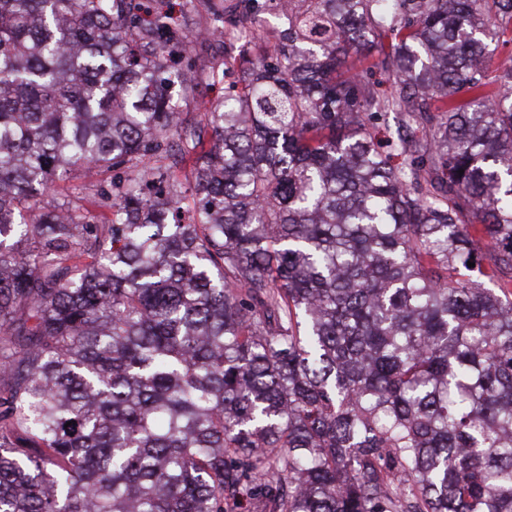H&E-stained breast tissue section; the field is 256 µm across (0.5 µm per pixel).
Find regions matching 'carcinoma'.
Instances as JSON below:
<instances>
[{"label": "carcinoma", "mask_w": 512, "mask_h": 512, "mask_svg": "<svg viewBox=\"0 0 512 512\" xmlns=\"http://www.w3.org/2000/svg\"><path fill=\"white\" fill-rule=\"evenodd\" d=\"M170 2L0 0V512H512V0ZM181 16L187 19L188 37L182 48L179 66L190 62L199 72L195 92L192 97L180 102L182 112H204L209 101L224 94V81H214L211 72L224 69V42L206 40L201 31L208 21L207 0H178ZM99 177H92L87 179H72L70 182H56L55 187L52 191H50L46 200L51 202H63L69 198L68 196L71 193V188L73 185H84L86 189L84 190V195L86 199L82 202L86 207H90V202L93 199V195L96 192V182Z\"/></svg>", "instance_id": "carcinoma-1"}]
</instances>
